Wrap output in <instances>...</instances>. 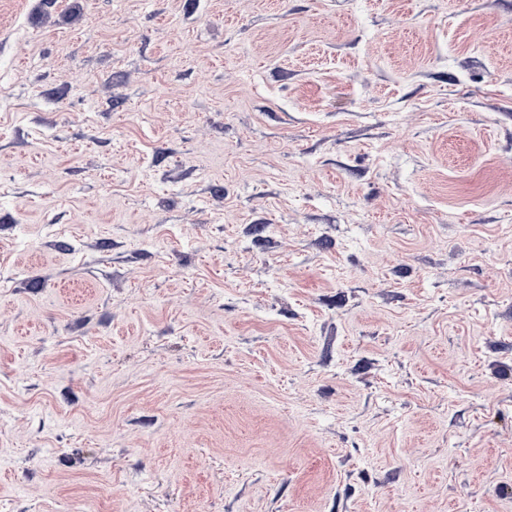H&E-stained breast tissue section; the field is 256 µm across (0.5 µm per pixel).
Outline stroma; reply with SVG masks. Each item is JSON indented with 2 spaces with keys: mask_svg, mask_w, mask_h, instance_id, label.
Returning a JSON list of instances; mask_svg holds the SVG:
<instances>
[{
  "mask_svg": "<svg viewBox=\"0 0 512 512\" xmlns=\"http://www.w3.org/2000/svg\"><path fill=\"white\" fill-rule=\"evenodd\" d=\"M0 512H512V0H0Z\"/></svg>",
  "mask_w": 512,
  "mask_h": 512,
  "instance_id": "35a3bbf8",
  "label": "stroma"
}]
</instances>
